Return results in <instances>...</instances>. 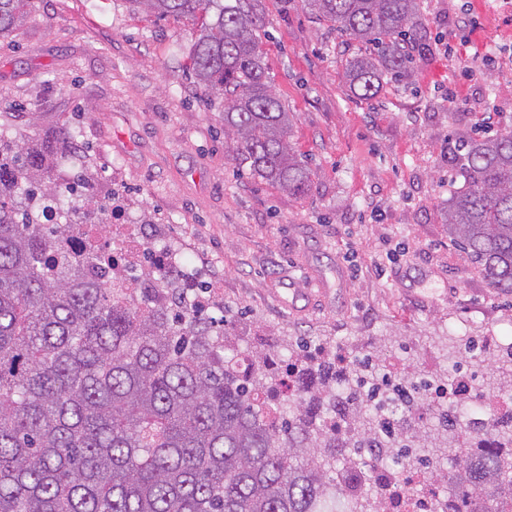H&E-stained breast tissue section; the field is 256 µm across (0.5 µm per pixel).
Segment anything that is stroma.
Instances as JSON below:
<instances>
[{"instance_id": "1", "label": "stroma", "mask_w": 512, "mask_h": 512, "mask_svg": "<svg viewBox=\"0 0 512 512\" xmlns=\"http://www.w3.org/2000/svg\"><path fill=\"white\" fill-rule=\"evenodd\" d=\"M271 88L314 171L293 195L238 170L224 113L190 80L202 16L160 17L132 0H32L0 38V115L27 141L68 125L91 160L94 195L119 200L146 237L179 238L197 287L224 284L240 335L384 345L401 374L439 337L512 331V295L448 237L462 184L456 142L512 130V0H423L412 76L372 99L344 79L368 44L303 0H258ZM474 17L459 29L461 14ZM477 67L467 79L463 65ZM456 103H449V89Z\"/></svg>"}]
</instances>
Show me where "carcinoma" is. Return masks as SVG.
I'll list each match as a JSON object with an SVG mask.
<instances>
[{"instance_id":"1","label":"carcinoma","mask_w":512,"mask_h":512,"mask_svg":"<svg viewBox=\"0 0 512 512\" xmlns=\"http://www.w3.org/2000/svg\"><path fill=\"white\" fill-rule=\"evenodd\" d=\"M30 0H0V37ZM159 16L214 10L190 76L224 106L228 152L255 177L293 194L313 172L289 141L293 115L271 90L254 0H131ZM317 17L373 45L344 71L364 99L411 75L422 45L421 0H304ZM64 127L19 145L0 134V512H356L382 495L355 467L361 449L446 448L452 408L420 416L428 383L387 379L379 356L340 365L321 344L269 336L239 350L233 322L204 314L172 273L128 296L80 281L65 245L84 223L65 198L40 227L45 181L71 151ZM462 187L444 212L448 237L489 284L512 294V132L463 146ZM243 356L250 367L241 365ZM294 393L288 394V385ZM445 473L448 512H512V410L490 418Z\"/></svg>"}]
</instances>
